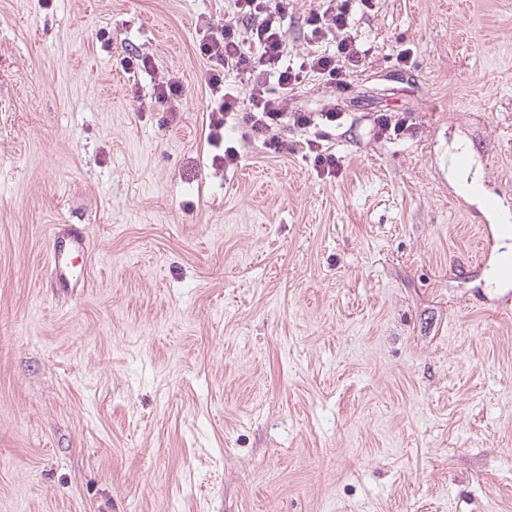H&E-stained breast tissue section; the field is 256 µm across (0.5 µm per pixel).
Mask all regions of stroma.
I'll list each match as a JSON object with an SVG mask.
<instances>
[{
  "instance_id": "obj_1",
  "label": "stroma",
  "mask_w": 512,
  "mask_h": 512,
  "mask_svg": "<svg viewBox=\"0 0 512 512\" xmlns=\"http://www.w3.org/2000/svg\"><path fill=\"white\" fill-rule=\"evenodd\" d=\"M231 11L0 0V512H512V313L481 239L512 191V0L355 9L347 88L291 100L343 112L331 179L232 129L240 166L213 164L198 45ZM376 112L412 124L381 140ZM183 84L176 74L168 75L154 89V98L162 105H166L169 112H179L183 100ZM86 247L83 235H74L70 238V246L62 245V241H56L53 252V261L55 266L56 278L61 283L69 282L73 277L72 268L73 261H70L72 253L84 251Z\"/></svg>"
}]
</instances>
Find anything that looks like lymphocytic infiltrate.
Listing matches in <instances>:
<instances>
[{"instance_id":"1","label":"lymphocytic infiltrate","mask_w":512,"mask_h":512,"mask_svg":"<svg viewBox=\"0 0 512 512\" xmlns=\"http://www.w3.org/2000/svg\"><path fill=\"white\" fill-rule=\"evenodd\" d=\"M294 0H233L235 20L218 26L206 23L199 42L209 67L205 82L214 102L206 117L207 138L219 148L225 168L238 167V148L224 139L228 123L243 116L244 138L261 140L265 150L277 157L303 150L317 175L335 177L343 162L327 146L341 113L292 112L288 98L312 76L342 89L347 76L362 65L367 51L352 33L355 5L372 7L373 0H320L310 11L308 51L298 65L286 64L287 31L284 20ZM333 41L335 50L324 49ZM244 76L245 86L228 84V75ZM292 127L304 134L302 142L287 139L283 131Z\"/></svg>"}]
</instances>
